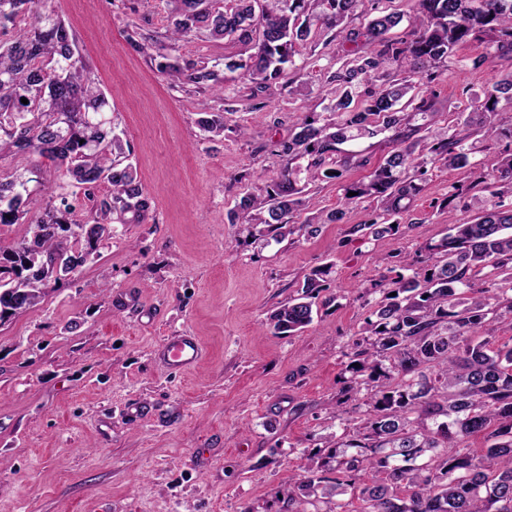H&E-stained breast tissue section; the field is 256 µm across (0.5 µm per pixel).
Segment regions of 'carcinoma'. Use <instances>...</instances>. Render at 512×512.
Returning a JSON list of instances; mask_svg holds the SVG:
<instances>
[{
	"mask_svg": "<svg viewBox=\"0 0 512 512\" xmlns=\"http://www.w3.org/2000/svg\"><path fill=\"white\" fill-rule=\"evenodd\" d=\"M166 2L170 44L150 41L134 24L125 40L157 61L159 73L198 92L222 91L245 78L251 99L261 100L319 33L340 40L350 57L328 76L326 94L336 95L328 115H301L288 138L273 145L281 160L277 176L235 204V219L254 239L282 242L294 233V213L304 206L301 171L311 180H338L353 159L340 156V145L380 134L392 149L369 176L343 184L342 191L348 204H376L359 229L374 237L392 233L428 165H472L463 139L439 126L435 91L419 90L417 80L434 83L454 63L457 48L474 40L512 61V0H410L411 27L397 39L389 32L403 15L386 12L385 0ZM358 14L367 16L366 24L349 27ZM21 15L29 22L19 29ZM10 29L12 38L0 40V158L21 153L49 162L95 202V217L91 224L74 218L68 196L43 188L47 201L30 219L31 238L0 246V322L35 307L49 279L74 274L101 239L112 236L113 216L149 207L112 127L109 100L75 54L73 31L48 12L47 0H0V33ZM202 31L251 53L224 58L223 76L179 55L177 42ZM502 100L512 103V73L472 96L457 117V124L505 144L483 172L489 197L475 198L472 220L452 225L439 243L406 263L408 274L377 283L384 300L365 318L367 339L356 344L344 381L355 401L367 391L363 427L309 451L303 479L283 489L287 512H344L348 493L361 500V512H512V348L492 351L488 340H476L485 323L512 315V204L504 202L512 198V123L497 119ZM197 124L208 138L224 134L221 113L202 112ZM420 131L424 135L409 141ZM40 171L37 162L0 175V224L26 218L29 184L42 185ZM103 184L111 190L99 199ZM342 219L337 210L312 214L303 224L314 235L319 225ZM80 242L78 251L73 245ZM329 273L323 267L305 277L301 296L271 314L275 331L291 334L313 321ZM480 275L488 287L468 296ZM486 431L491 444L485 452L461 447Z\"/></svg>",
	"mask_w": 512,
	"mask_h": 512,
	"instance_id": "obj_1",
	"label": "carcinoma"
}]
</instances>
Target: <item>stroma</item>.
Wrapping results in <instances>:
<instances>
[{
	"instance_id": "35a3bbf8",
	"label": "stroma",
	"mask_w": 512,
	"mask_h": 512,
	"mask_svg": "<svg viewBox=\"0 0 512 512\" xmlns=\"http://www.w3.org/2000/svg\"><path fill=\"white\" fill-rule=\"evenodd\" d=\"M74 31L80 56L112 108L149 209L126 218L70 277L34 308L0 323V512H284L280 491L304 473L308 450L352 435L361 414L337 424L341 380L364 319L404 260L466 222L479 170L429 166L421 190L381 239L358 232L369 203L348 205L342 182L369 174L388 151L384 136L346 144L368 159L342 179L310 184L307 212L345 209L342 222L291 243L251 242L228 213L279 160L304 112H320L338 43L316 38L295 62L308 91L276 86L254 107L247 80L223 94L173 89L148 56L125 40L127 24L165 41V0H50ZM244 48L198 36L185 57L223 64ZM485 44L457 51L436 81L438 108L454 122L468 96L507 73L505 62L473 66ZM231 103L224 134L208 140L201 111ZM471 195L452 198L457 186ZM331 273L303 332L284 336L271 312L301 292L318 267ZM189 334L204 347L193 368L158 360L164 339Z\"/></svg>"
}]
</instances>
